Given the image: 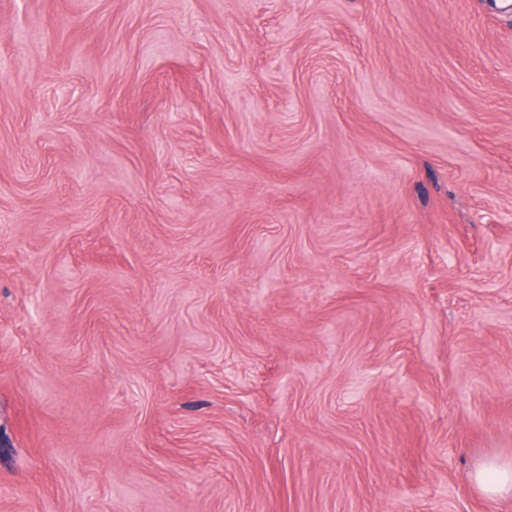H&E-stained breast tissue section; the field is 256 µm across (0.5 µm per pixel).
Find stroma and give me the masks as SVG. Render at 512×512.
I'll return each mask as SVG.
<instances>
[{
    "label": "stroma",
    "mask_w": 512,
    "mask_h": 512,
    "mask_svg": "<svg viewBox=\"0 0 512 512\" xmlns=\"http://www.w3.org/2000/svg\"><path fill=\"white\" fill-rule=\"evenodd\" d=\"M512 0H0V512H512ZM469 479L490 499H512V461L486 460L470 473Z\"/></svg>",
    "instance_id": "obj_1"
}]
</instances>
